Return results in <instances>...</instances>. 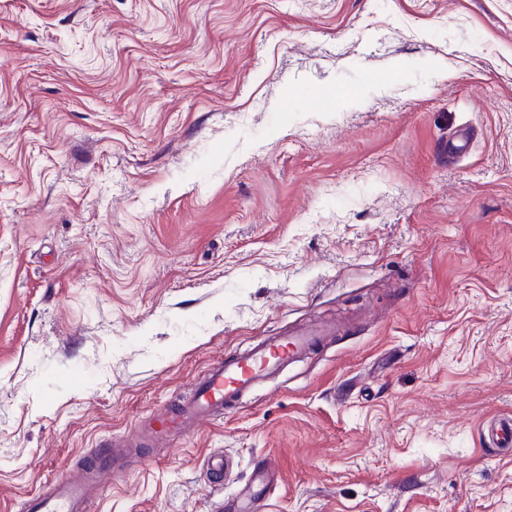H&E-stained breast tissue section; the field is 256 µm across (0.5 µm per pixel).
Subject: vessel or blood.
I'll return each instance as SVG.
<instances>
[{
    "label": "vessel or blood",
    "mask_w": 512,
    "mask_h": 512,
    "mask_svg": "<svg viewBox=\"0 0 512 512\" xmlns=\"http://www.w3.org/2000/svg\"><path fill=\"white\" fill-rule=\"evenodd\" d=\"M329 331L308 328L283 336H273L233 357L214 362L183 400L157 408L140 429L133 446L137 452L156 448L178 436H185L204 422L223 414L259 381L289 363L314 351ZM482 430L502 450L512 449V418L487 420ZM127 452L117 440L85 452L74 474L51 481L27 501L28 512H86L91 496L98 491L102 473H122L127 469Z\"/></svg>",
    "instance_id": "vessel-or-blood-1"
}]
</instances>
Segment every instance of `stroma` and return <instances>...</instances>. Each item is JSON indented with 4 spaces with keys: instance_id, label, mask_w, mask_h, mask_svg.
I'll return each instance as SVG.
<instances>
[{
    "instance_id": "1",
    "label": "stroma",
    "mask_w": 512,
    "mask_h": 512,
    "mask_svg": "<svg viewBox=\"0 0 512 512\" xmlns=\"http://www.w3.org/2000/svg\"><path fill=\"white\" fill-rule=\"evenodd\" d=\"M305 324L87 512H512V0H0V512ZM331 329L307 328L289 335L273 336L233 357L214 362L208 374L176 404L157 408L137 438L125 446L142 456L178 436H185L204 422L224 413L259 381L275 374L289 363L314 351ZM482 431L488 438L500 446L502 450L509 451L512 446V418L511 416L491 418L482 426Z\"/></svg>"
}]
</instances>
